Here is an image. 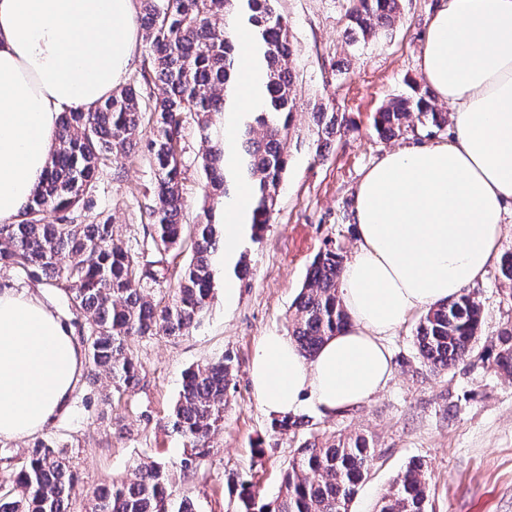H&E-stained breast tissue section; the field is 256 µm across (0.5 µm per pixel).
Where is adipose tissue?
Segmentation results:
<instances>
[{
  "instance_id": "adipose-tissue-1",
  "label": "adipose tissue",
  "mask_w": 512,
  "mask_h": 512,
  "mask_svg": "<svg viewBox=\"0 0 512 512\" xmlns=\"http://www.w3.org/2000/svg\"><path fill=\"white\" fill-rule=\"evenodd\" d=\"M140 40L134 0H0V223L43 177L60 113L108 99ZM420 66L452 131L387 152L363 175L358 247L340 284L347 323L310 360L286 335L261 338L250 379L270 415L334 413L375 396L393 372L388 336L499 259L512 212V0H447L428 21ZM241 71L238 105L250 111L264 96L261 56L244 53ZM251 207L246 191L221 216L225 269L252 232ZM82 365L71 327L37 294L0 289V440L64 417Z\"/></svg>"
}]
</instances>
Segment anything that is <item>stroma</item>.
<instances>
[{
  "mask_svg": "<svg viewBox=\"0 0 512 512\" xmlns=\"http://www.w3.org/2000/svg\"><path fill=\"white\" fill-rule=\"evenodd\" d=\"M445 2L402 0V20L394 30L357 51L344 34V0H277L276 9L292 29L299 106L272 219L260 239L243 243L248 274L233 303H225L219 277L208 308L189 331L128 338L143 364L135 390L112 398L106 379H79L70 412L47 430L67 443L79 474L73 512H85L96 488L126 476L137 463L179 459L182 442L170 414L183 373L223 356L234 365L224 427L212 434L196 469L175 474L177 497L191 499L196 512H237L227 489L248 481L264 497L276 496L280 475L302 442L340 434L367 435L376 448L350 512H376L414 459L427 464L433 512H512V376L498 372L487 354L497 332L512 324V288L497 269L470 288L484 310V333L473 351L446 371H431L421 362L413 342L417 319L409 317L387 339L393 375L381 392L336 414L305 408L306 427L286 435L273 430L249 376L261 336L287 332L315 255L334 244L352 256L353 199L364 171L386 151L447 138V131L420 126L385 140L373 128L382 106L423 87L419 58L427 22ZM321 104L333 107L351 127L320 152L311 112ZM183 135L184 222L192 225L204 190L198 158L205 145L194 125ZM153 181L147 155L134 150L112 157L90 196L92 213L108 218L115 238L149 262L158 258L143 237ZM0 285L36 293L81 331L84 319L61 290L14 267L0 268Z\"/></svg>",
  "mask_w": 512,
  "mask_h": 512,
  "instance_id": "stroma-1",
  "label": "stroma"
}]
</instances>
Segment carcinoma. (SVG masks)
Returning a JSON list of instances; mask_svg holds the SVG:
<instances>
[{
    "label": "carcinoma",
    "mask_w": 512,
    "mask_h": 512,
    "mask_svg": "<svg viewBox=\"0 0 512 512\" xmlns=\"http://www.w3.org/2000/svg\"><path fill=\"white\" fill-rule=\"evenodd\" d=\"M146 55L137 76L103 104L70 111L60 121L58 146L45 178L22 207L15 224H0V265L18 267L65 293L87 324L82 343L87 377L109 380L119 396L140 380L141 364L126 345L132 335L177 336L199 321L215 285L221 234L218 206L229 205L238 187L253 188L252 238L270 223L287 163V142L297 108V76L292 67L288 19L276 0H139ZM401 0H346L344 19L350 44L360 46L387 34L401 21ZM251 26L266 64V97L255 111L237 112L236 82L241 54L236 21ZM152 129L142 139V116ZM236 122L235 139L224 141L211 117ZM320 141L346 130L335 112L312 113ZM193 121L209 144L201 155L206 186L195 224L193 258L181 270L165 305L154 302L144 283L165 278V267L141 261L114 238L109 219L90 216L88 195L99 166L114 153L145 142L155 170L144 233L165 253L182 241V185L186 164L183 131ZM448 122L430 96L414 90L382 107L373 126L383 138L401 137L415 124L438 129ZM57 214L45 222L46 212ZM344 270L340 248L329 246L314 258L295 303L289 336L310 359L347 322L338 295ZM484 311L469 292L429 307L413 332L422 363L445 371L466 357L483 334ZM493 362L512 374V326L498 331ZM232 376L224 357L184 373L171 416L184 442L176 467L192 470L206 455L208 439L224 425ZM56 438L38 440L15 471L12 490L0 493V512H70L75 484H65L73 466ZM375 459L363 435L305 440L283 472L278 495L267 500L247 484L243 512H348ZM173 473L164 461L137 464L126 476L100 488L88 512H191L190 502L173 494ZM379 512H429V484L423 462L415 460L397 477Z\"/></svg>",
    "instance_id": "1"
}]
</instances>
